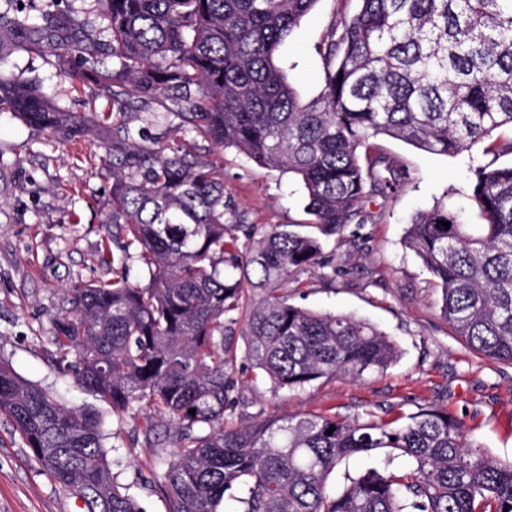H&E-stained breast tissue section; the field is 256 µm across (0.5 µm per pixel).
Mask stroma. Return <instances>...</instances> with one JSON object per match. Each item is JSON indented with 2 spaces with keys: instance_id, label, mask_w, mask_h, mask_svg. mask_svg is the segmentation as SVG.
Returning a JSON list of instances; mask_svg holds the SVG:
<instances>
[{
  "instance_id": "obj_1",
  "label": "stroma",
  "mask_w": 512,
  "mask_h": 512,
  "mask_svg": "<svg viewBox=\"0 0 512 512\" xmlns=\"http://www.w3.org/2000/svg\"><path fill=\"white\" fill-rule=\"evenodd\" d=\"M343 0H318L280 48L279 64L304 98L322 90L320 47ZM8 67L39 86L58 107L74 108L76 93L52 56L16 53ZM384 151L407 177L390 197H373L368 221L333 237L335 281L322 268L298 273L292 303L318 312L364 318L387 333L400 356L387 370L359 380H319L296 391L274 390L244 360L240 324H227L239 356L227 391V421L297 419L391 420L421 405L446 408L493 458L512 459V365L477 356L440 315L435 288L403 240L413 218L443 204L471 227L482 224L466 196L470 153L446 157L383 137ZM106 134L93 129L62 140L38 133L10 114H0V355L25 379L53 388L74 406L94 397L59 376L52 358L54 321L67 288L111 273L100 263L104 226L111 215L112 178L101 166ZM212 158L210 143L197 147ZM224 156L226 217L259 230L303 224L306 196L288 173L257 166L229 148ZM143 414L107 420V459L112 472L143 512H167L155 475L173 458L165 439L146 441ZM0 512H76L74 500L42 473L8 416L0 414Z\"/></svg>"
}]
</instances>
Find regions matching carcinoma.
<instances>
[{
	"instance_id": "carcinoma-1",
	"label": "carcinoma",
	"mask_w": 512,
	"mask_h": 512,
	"mask_svg": "<svg viewBox=\"0 0 512 512\" xmlns=\"http://www.w3.org/2000/svg\"><path fill=\"white\" fill-rule=\"evenodd\" d=\"M96 2L103 30L61 0H41L39 25L23 10L0 12V113L61 139L109 128L106 237L120 254L112 278L68 289L56 366L117 420L143 412L146 436L164 428L176 452L156 482L169 512H220L227 496L242 512H512V461L489 456L440 407L379 422L224 423L237 363L224 316L243 310L247 288L261 297L243 317L245 359L277 389L361 379L396 360V344L375 325L298 306L288 284L327 266L331 238L364 223L367 199L405 178L378 137L450 157L512 155V136L496 135L512 128V0H354L322 42L323 87L310 101L276 56L319 0ZM17 52L57 57L82 109L57 107L7 69ZM157 96L194 138L294 175L310 223L253 226L251 248L233 249L242 225L224 219V158L135 145L128 114ZM472 174L467 197L483 233L437 205L415 218L404 244L441 289L440 315L454 334L511 365L512 165L490 161ZM133 259L147 266L145 286L130 281ZM0 414L84 512H142L111 473L103 414L69 405L2 357ZM379 451L383 468L328 489L344 459ZM399 457L408 465L392 466Z\"/></svg>"
}]
</instances>
